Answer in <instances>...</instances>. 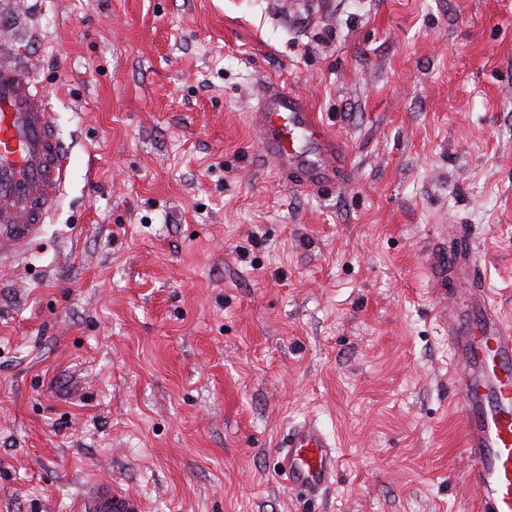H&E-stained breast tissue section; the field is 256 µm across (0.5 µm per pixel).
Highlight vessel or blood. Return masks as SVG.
<instances>
[{"label":"vessel or blood","instance_id":"1","mask_svg":"<svg viewBox=\"0 0 512 512\" xmlns=\"http://www.w3.org/2000/svg\"><path fill=\"white\" fill-rule=\"evenodd\" d=\"M249 114L264 160L288 182L312 189L337 179L336 141L307 100L263 83ZM67 174V147L59 138L47 87L21 55L16 35L0 37V260L16 257L21 243L37 237L55 210ZM453 250L436 253L438 285L457 273L464 300L449 299L438 311L458 368L457 396L467 482L480 512H512V324L492 304L476 269L468 227L455 224ZM278 476L289 487L316 493L336 476L337 459L317 424L289 428L278 446ZM92 512H137L135 499L100 486Z\"/></svg>","mask_w":512,"mask_h":512}]
</instances>
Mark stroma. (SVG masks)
I'll return each mask as SVG.
<instances>
[{
    "label": "stroma",
    "mask_w": 512,
    "mask_h": 512,
    "mask_svg": "<svg viewBox=\"0 0 512 512\" xmlns=\"http://www.w3.org/2000/svg\"><path fill=\"white\" fill-rule=\"evenodd\" d=\"M68 150L0 261V512H479L429 256L468 224L512 323V0H14ZM305 96L341 180L264 164ZM316 420L333 484L276 473ZM255 98L257 105L249 119L264 160L297 186L319 190L334 185L336 141L317 121L307 100L270 83L260 84ZM304 144L310 146L311 154L303 150ZM93 512H136L138 505L129 494L118 493L107 485L98 487L91 506Z\"/></svg>",
    "instance_id": "obj_1"
}]
</instances>
